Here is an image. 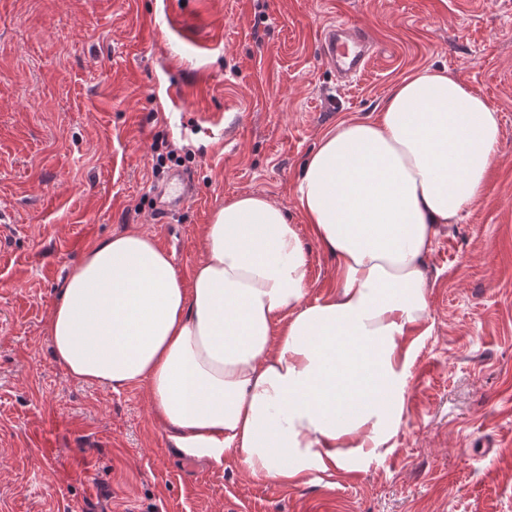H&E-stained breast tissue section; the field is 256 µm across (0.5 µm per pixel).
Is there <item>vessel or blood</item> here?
<instances>
[{
  "label": "vessel or blood",
  "instance_id": "obj_1",
  "mask_svg": "<svg viewBox=\"0 0 512 512\" xmlns=\"http://www.w3.org/2000/svg\"><path fill=\"white\" fill-rule=\"evenodd\" d=\"M371 39L364 29L348 22L328 25L320 36V53L339 79L352 81L368 67Z\"/></svg>",
  "mask_w": 512,
  "mask_h": 512
}]
</instances>
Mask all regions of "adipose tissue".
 I'll return each instance as SVG.
<instances>
[{
  "mask_svg": "<svg viewBox=\"0 0 512 512\" xmlns=\"http://www.w3.org/2000/svg\"><path fill=\"white\" fill-rule=\"evenodd\" d=\"M502 136L452 71L404 77L377 119L327 132L297 180L336 258L329 295L307 301L308 257L283 210L240 194L205 226L189 280L143 231L88 249L49 317L54 357L80 382L146 386L184 454L231 450L253 478L293 485L366 469L394 447L430 333L424 258L481 197Z\"/></svg>",
  "mask_w": 512,
  "mask_h": 512,
  "instance_id": "adipose-tissue-1",
  "label": "adipose tissue"
}]
</instances>
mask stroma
<instances>
[{
  "mask_svg": "<svg viewBox=\"0 0 512 512\" xmlns=\"http://www.w3.org/2000/svg\"><path fill=\"white\" fill-rule=\"evenodd\" d=\"M336 19L374 43L349 86L318 50ZM443 67L503 137L424 259L432 331L391 453L257 480L234 453L177 452L146 387L78 382L54 359L49 313L90 246L145 231L189 278L213 212L243 192L287 211L308 300L333 291L297 176L339 122ZM179 170L193 197L154 223V188ZM0 512H512V0H0Z\"/></svg>",
  "mask_w": 512,
  "mask_h": 512,
  "instance_id": "1",
  "label": "stroma"
}]
</instances>
